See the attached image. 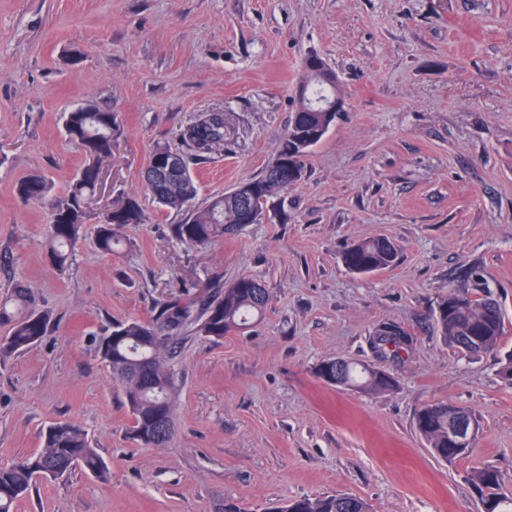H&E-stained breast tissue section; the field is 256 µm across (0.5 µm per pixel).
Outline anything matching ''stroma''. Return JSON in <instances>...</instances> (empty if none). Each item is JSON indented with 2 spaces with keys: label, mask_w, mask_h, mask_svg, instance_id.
<instances>
[{
  "label": "stroma",
  "mask_w": 512,
  "mask_h": 512,
  "mask_svg": "<svg viewBox=\"0 0 512 512\" xmlns=\"http://www.w3.org/2000/svg\"><path fill=\"white\" fill-rule=\"evenodd\" d=\"M311 52L336 73L346 110L302 181L238 236L176 241L183 213L158 208L143 182L152 148L187 154L180 128L220 110L224 145L198 166V202L258 176ZM89 101L119 125L91 208L131 196L149 221L127 225L112 255L86 225L61 273L44 250L49 201L14 187L30 174L57 195L70 186L84 159L64 115ZM379 235L397 244L396 263L349 271L344 248ZM474 264L512 351V0H0V300L22 283L51 315L36 346L0 365V465L71 420L111 471L40 480L16 512H214L227 497L262 512L336 493L371 512H480L468 475L486 464L512 495V384L498 355L462 356L432 317ZM244 274L269 291L263 319L216 340L183 332L175 435L138 445L92 336ZM384 322L413 339L388 366L394 391L317 378L327 359L375 363L370 337ZM435 402L477 416L466 458L438 460L419 437L416 415Z\"/></svg>",
  "instance_id": "stroma-1"
}]
</instances>
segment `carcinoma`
<instances>
[{
	"mask_svg": "<svg viewBox=\"0 0 512 512\" xmlns=\"http://www.w3.org/2000/svg\"><path fill=\"white\" fill-rule=\"evenodd\" d=\"M301 83L306 85V93L297 98L294 116L275 156L278 165H267L259 177L237 182L206 205L195 204L197 188L186 159L162 145L153 149L143 180L160 207L186 212L185 222L173 225L177 240L188 246H204L236 235L247 225L260 222L268 203L284 197L302 180L305 158L336 121V113L324 111L319 104L342 95V90L337 83L327 85L318 81L305 67ZM64 131L68 142L84 156L85 164L69 189L53 199L46 225V254L61 272L66 269L71 248L82 237L85 225L95 224V247L110 253L121 245L126 225L146 223V214L134 197L128 196L101 213L89 207V198L97 189L101 162L112 157V112L87 102L64 116ZM224 131V112H206L180 129L179 136L201 159L224 145ZM51 188L49 178L42 174L28 175L16 184L17 194L24 200L41 199ZM248 199L257 202V213L247 218L241 213ZM397 257L398 250L384 245L377 237L353 242L343 253V262L351 272L367 274L393 266ZM467 280L473 291L448 288V295L434 308V323L443 341L465 356L497 352L505 326L501 304L480 267H469ZM12 301L18 308L16 313L0 306V323L10 326L8 335L0 338V364L34 347L50 324L48 313L29 307V291L24 285H17ZM268 302L269 292L259 286L258 278L241 275L224 287L221 294L200 300L198 310L192 303L170 300L159 306L153 321L119 323L98 337L95 352L111 369L133 418L130 439L145 447L163 448L173 437L178 385L167 351L175 333L195 324L199 335L222 339L249 320L261 317ZM411 343L409 333L390 322L379 324L370 337L376 357L392 362L398 361ZM338 364L342 389L383 393L396 387L395 378L387 370L349 358L322 362L318 378L334 375ZM450 409L476 423L468 410L446 403L430 404L416 417L417 432L433 456L446 462L467 456L473 447L471 443L460 447L450 439ZM78 466L100 481L110 478L108 466L85 429L66 420L50 424L41 451L0 466V512H15L17 502L38 480L62 477ZM470 481L480 502L491 504L487 512H512V496L501 492V476L494 467L473 471ZM264 512H370V508L356 495L329 494L300 497L269 506Z\"/></svg>",
	"mask_w": 512,
	"mask_h": 512,
	"instance_id": "carcinoma-1",
	"label": "carcinoma"
}]
</instances>
